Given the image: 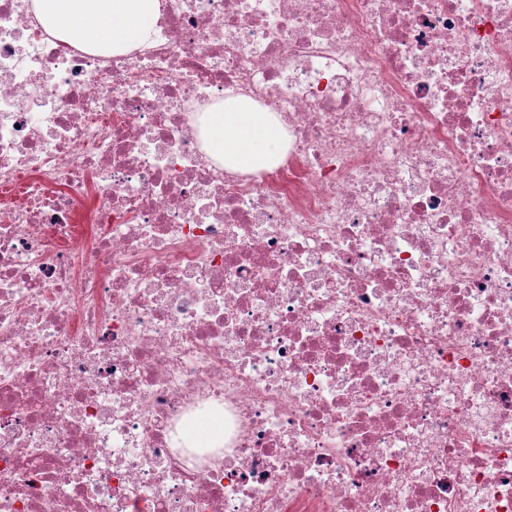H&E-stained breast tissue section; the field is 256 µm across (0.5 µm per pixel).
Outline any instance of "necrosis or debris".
<instances>
[{
    "mask_svg": "<svg viewBox=\"0 0 512 512\" xmlns=\"http://www.w3.org/2000/svg\"><path fill=\"white\" fill-rule=\"evenodd\" d=\"M159 2L0 0V512H512V0ZM43 24L60 39L121 52L151 41L159 0H35ZM282 139V126L272 113L229 100L211 115L204 146L224 167L249 173L277 156Z\"/></svg>",
    "mask_w": 512,
    "mask_h": 512,
    "instance_id": "4bbe7bcc",
    "label": "necrosis or debris"
}]
</instances>
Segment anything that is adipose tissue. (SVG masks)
I'll list each match as a JSON object with an SVG mask.
<instances>
[{
	"mask_svg": "<svg viewBox=\"0 0 512 512\" xmlns=\"http://www.w3.org/2000/svg\"><path fill=\"white\" fill-rule=\"evenodd\" d=\"M43 24L71 44L121 52L150 42L159 0H35ZM283 129L272 113L231 100L208 122L204 146L226 168L249 173L277 156Z\"/></svg>",
	"mask_w": 512,
	"mask_h": 512,
	"instance_id": "obj_1",
	"label": "adipose tissue"
}]
</instances>
